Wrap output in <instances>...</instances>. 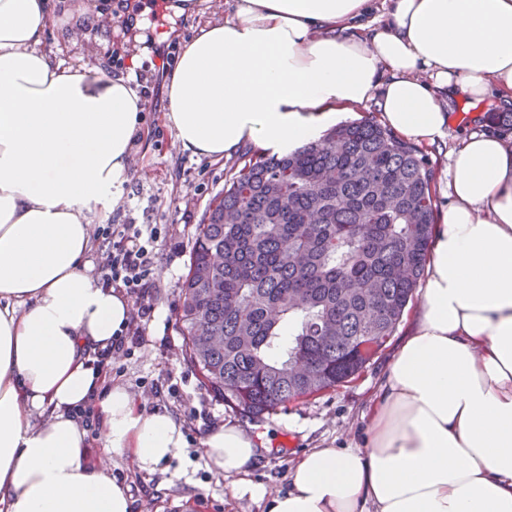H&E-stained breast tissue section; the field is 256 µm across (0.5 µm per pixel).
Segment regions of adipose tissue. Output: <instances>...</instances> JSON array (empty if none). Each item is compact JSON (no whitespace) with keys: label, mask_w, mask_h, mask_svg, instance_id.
<instances>
[{"label":"adipose tissue","mask_w":512,"mask_h":512,"mask_svg":"<svg viewBox=\"0 0 512 512\" xmlns=\"http://www.w3.org/2000/svg\"><path fill=\"white\" fill-rule=\"evenodd\" d=\"M200 23L166 77L183 151L253 143L282 157L376 99L400 138L441 141L452 99L512 105V0H233ZM83 0H0V512H132L127 487L89 465L88 434L154 472L187 446L94 365L131 299L92 272L142 123L128 79L42 49ZM422 304L369 407L362 442L303 454L284 494L246 478L262 440L209 428L205 465L268 512H512V135L450 153Z\"/></svg>","instance_id":"obj_1"}]
</instances>
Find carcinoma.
<instances>
[{
	"label": "carcinoma",
	"instance_id": "cac0c4a2",
	"mask_svg": "<svg viewBox=\"0 0 512 512\" xmlns=\"http://www.w3.org/2000/svg\"><path fill=\"white\" fill-rule=\"evenodd\" d=\"M512 132V112H490ZM205 212L181 286L185 362L224 404L272 415L356 376L424 275L435 171L372 120L281 158L245 153Z\"/></svg>",
	"mask_w": 512,
	"mask_h": 512
}]
</instances>
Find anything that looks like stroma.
Returning <instances> with one entry per match:
<instances>
[{
	"label": "stroma",
	"instance_id": "stroma-1",
	"mask_svg": "<svg viewBox=\"0 0 512 512\" xmlns=\"http://www.w3.org/2000/svg\"><path fill=\"white\" fill-rule=\"evenodd\" d=\"M111 2L112 19L102 26L79 19L65 24L51 21L42 47L56 52L64 47L71 31L78 29L83 36L75 46L65 48V64L106 58L113 62V73L145 75L143 81L134 84L143 105V130L133 148L130 178L122 186L112 221L158 228L155 261L159 274L145 298L153 307L145 326V343L133 355L113 359L108 379L140 396L145 406L165 408L183 419L188 446L180 458L151 474L132 468L125 456L109 452L98 440L90 445L88 461L108 466L113 477L128 486L133 512H265V503L234 496L228 483L204 465L200 441L206 424L228 422L264 435L271 449L262 453L248 478L273 493L285 492L291 469L304 453L361 440L368 425V406L410 322L401 320L383 350L351 381L290 403L287 410L263 421H252L213 397L183 358L178 324L180 285L188 273L192 245L205 211L223 193L226 181L243 161L237 153L216 162L178 148L175 132L164 118L165 79L158 74L155 55L160 52L176 59L197 22L223 20L229 4L227 0H169L170 5H184L185 11L179 16L167 15L168 38L157 40L155 48L135 52L131 46L136 32L128 20L137 18L140 27H148V0ZM497 109L491 97L452 103L446 136L425 151L436 173V209H443L446 203L449 151L463 137L484 130L486 114ZM160 384L175 386V394L154 397L153 388Z\"/></svg>",
	"mask_w": 512,
	"mask_h": 512
}]
</instances>
